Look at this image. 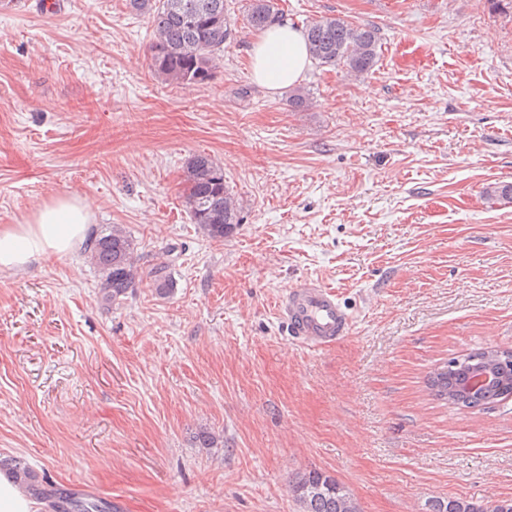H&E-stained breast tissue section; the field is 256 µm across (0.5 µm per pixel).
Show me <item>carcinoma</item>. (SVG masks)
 Masks as SVG:
<instances>
[{
    "mask_svg": "<svg viewBox=\"0 0 512 512\" xmlns=\"http://www.w3.org/2000/svg\"><path fill=\"white\" fill-rule=\"evenodd\" d=\"M131 6L148 14L152 23L150 66L165 80L178 85L210 81L217 61L233 36L228 0H130ZM247 24L264 31L283 24V13L274 0H248ZM311 58L317 65L342 69L362 77L375 66L381 48L378 31L356 26L340 17L320 16L304 28ZM186 208L193 223L209 238L223 240L240 223L238 200L224 183V170L209 155L197 154L187 166ZM487 199L512 204V183H492ZM90 263L100 275L99 295L107 304L121 301L135 286L138 269L134 242L118 224L102 229L90 246ZM156 290L164 294L172 287L166 265L153 271ZM498 378L475 389L469 387L473 373L462 365L440 366L428 379L431 396L445 404L475 409L512 397V353L501 352L496 360ZM12 474L27 494H47L38 474L21 457L0 460V468ZM289 492L302 512H360L346 487L317 470L297 475L288 483ZM55 512H107L105 503L58 493ZM430 512H512V498L473 501L464 498H434Z\"/></svg>",
    "mask_w": 512,
    "mask_h": 512,
    "instance_id": "cac0c4a2",
    "label": "carcinoma"
}]
</instances>
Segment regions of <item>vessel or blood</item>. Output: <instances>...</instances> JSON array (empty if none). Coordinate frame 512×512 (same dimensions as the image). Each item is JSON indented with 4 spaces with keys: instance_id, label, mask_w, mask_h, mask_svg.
I'll return each mask as SVG.
<instances>
[{
    "instance_id": "b4317fda",
    "label": "vessel or blood",
    "mask_w": 512,
    "mask_h": 512,
    "mask_svg": "<svg viewBox=\"0 0 512 512\" xmlns=\"http://www.w3.org/2000/svg\"><path fill=\"white\" fill-rule=\"evenodd\" d=\"M281 311L297 340L312 349L336 341L351 328V318L335 291L312 281L289 288Z\"/></svg>"
}]
</instances>
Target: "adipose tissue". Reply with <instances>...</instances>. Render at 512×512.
Returning a JSON list of instances; mask_svg holds the SVG:
<instances>
[{"instance_id": "adipose-tissue-1", "label": "adipose tissue", "mask_w": 512, "mask_h": 512, "mask_svg": "<svg viewBox=\"0 0 512 512\" xmlns=\"http://www.w3.org/2000/svg\"><path fill=\"white\" fill-rule=\"evenodd\" d=\"M309 65L302 33L287 25L262 33L250 53L254 80L273 93L297 83ZM92 212L86 198L60 196L27 223L0 226V270L23 273L46 258L72 254L89 238Z\"/></svg>"}]
</instances>
